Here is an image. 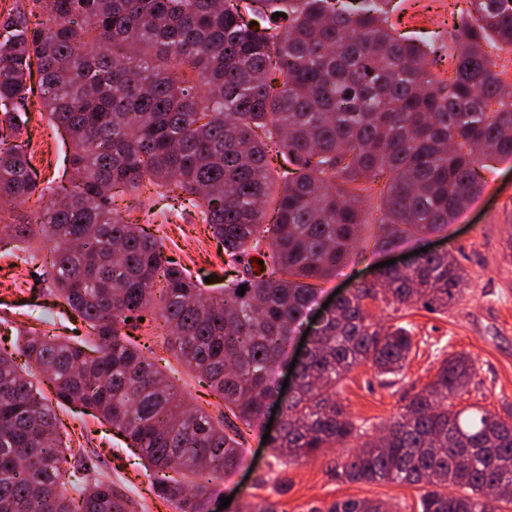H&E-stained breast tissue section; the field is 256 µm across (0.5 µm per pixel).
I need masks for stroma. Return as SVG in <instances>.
Segmentation results:
<instances>
[{
	"label": "stroma",
	"instance_id": "stroma-1",
	"mask_svg": "<svg viewBox=\"0 0 512 512\" xmlns=\"http://www.w3.org/2000/svg\"><path fill=\"white\" fill-rule=\"evenodd\" d=\"M392 21L398 34L416 43L437 40L458 22L466 0H396ZM33 164L40 187H47L62 172L65 146L60 134L46 120L33 118ZM125 217L147 231L160 232L166 256L188 268L208 295H220L228 282L224 253L207 225L197 216L182 214L170 220L153 200H142L140 208ZM348 265L336 278L321 283L314 313L335 292L353 291L371 280L375 264L399 259L421 248L452 254L469 276L463 301L445 311L412 306L393 311L383 301L366 300L368 312L381 325L402 324L410 329L412 350L395 386H380L371 363L354 368L343 382V398L353 419L377 429L390 420L405 398L426 386L441 360L454 352L469 354L477 363L479 377L465 393L454 398L458 410L484 409L500 412L512 403V158H495L482 172L475 198L446 229L422 238H410L391 250L374 249L375 227L367 225ZM33 275L32 267L0 253V344L16 346L22 330L37 326L52 329L62 316ZM141 342L158 347L159 366L192 404L209 412L221 408V400L206 380L181 365L172 352L163 350L162 339L142 334ZM63 428L72 446H78L98 463L101 478L128 502V512H175L150 492V477L144 460L129 448L106 422L75 407L60 411ZM248 451L241 468L219 484L209 505L210 512H239L245 500L266 502L274 512H319L339 498L378 499L392 512H420L421 488L392 482H347L336 468L348 456L345 448H329L308 460L281 465L272 448L258 433L247 436ZM230 498L221 507L222 498Z\"/></svg>",
	"mask_w": 512,
	"mask_h": 512
}]
</instances>
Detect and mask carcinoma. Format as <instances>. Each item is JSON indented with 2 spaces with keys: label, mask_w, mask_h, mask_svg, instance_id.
<instances>
[{
  "label": "carcinoma",
  "mask_w": 512,
  "mask_h": 512,
  "mask_svg": "<svg viewBox=\"0 0 512 512\" xmlns=\"http://www.w3.org/2000/svg\"><path fill=\"white\" fill-rule=\"evenodd\" d=\"M390 2L13 0L0 18V201L11 204L0 244L37 232L52 244L46 291L89 335L33 329L17 352L0 348V512H127L112 485L78 477L93 458L62 450L55 408L68 405L138 449L153 494L177 512H208L214 483L245 459L244 431L265 435L275 404L282 425L267 442L283 465L358 438L345 481L418 485L421 512L512 504V404L467 415L451 402L477 376L468 354L443 359L379 436L341 399L354 367L369 362L390 382L412 349L411 331L374 323L364 301L448 309L467 285L450 254L381 267L336 298L294 389L282 396L271 379L316 283L336 276L368 224L373 185L385 180L374 218L384 250L443 230L476 194L482 162L512 157V84L482 47L489 35L512 51V0H468L448 30L459 50L446 86L436 48L393 33ZM34 108L69 136V179L20 219L38 184L16 131ZM117 188L136 206L147 189L197 213L241 276L204 294L161 237L119 217ZM159 321L224 413L188 407L137 344L133 332ZM322 512L385 510L344 498Z\"/></svg>",
  "instance_id": "1"
}]
</instances>
